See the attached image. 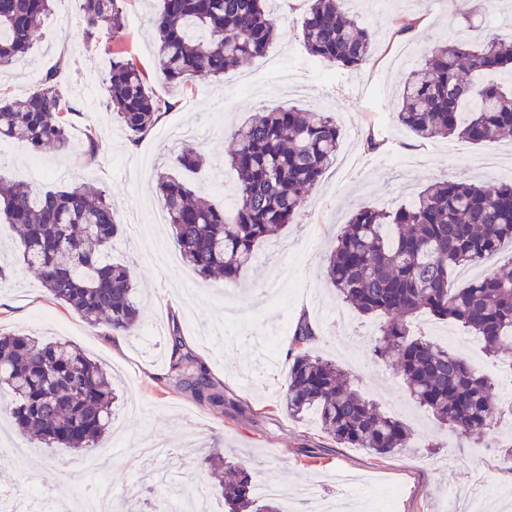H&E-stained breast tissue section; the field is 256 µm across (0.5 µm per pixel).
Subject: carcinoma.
<instances>
[{"instance_id": "1", "label": "carcinoma", "mask_w": 512, "mask_h": 512, "mask_svg": "<svg viewBox=\"0 0 512 512\" xmlns=\"http://www.w3.org/2000/svg\"><path fill=\"white\" fill-rule=\"evenodd\" d=\"M271 0H160L152 16L158 77L179 86L194 78L221 79L243 62L263 56L276 36ZM347 0H310L302 24L308 53L320 63L348 69L373 52L372 33L346 7ZM52 0H0V71L33 46L51 14ZM83 34L125 30L117 0H82ZM61 65L48 70L30 94L0 99V139L33 150L71 145L72 109ZM512 72V39L489 36L473 44H435L406 76L397 121L421 141L463 139L483 144L512 134V87L496 75ZM137 62L112 54L107 109L139 139L175 103L149 92ZM227 164L236 173L233 207L201 200L183 177L207 165L188 139L171 151V168L156 176V191L173 228L183 263L207 279L232 281L256 248L293 222L305 195L336 158L340 129L328 112L275 107L257 112L231 132ZM0 217L18 231L16 250L34 267L52 300L91 327L133 332L140 310L130 268L105 260L120 232L107 192L93 184L39 190L0 177ZM512 243V181L434 182L395 211L364 206L352 213L326 274L338 297L362 316L383 318L374 355L395 365L410 398L442 426L481 440L506 416L495 384L463 357L413 329L427 314L461 324L483 342L492 362L512 356V271L491 272L463 288H448L458 267L479 264ZM315 332L307 317L292 333L293 353L283 391L289 416L314 414L322 431L348 448L388 457L412 447L407 424L382 413L351 388L347 373L312 354ZM170 371L195 397L212 405L224 395L207 369L171 336ZM116 394L111 376L67 342H43L0 332V408L23 434L46 445L82 451L112 422ZM199 470L219 481L228 512H286L278 497L256 492L244 466H228L215 452Z\"/></svg>"}]
</instances>
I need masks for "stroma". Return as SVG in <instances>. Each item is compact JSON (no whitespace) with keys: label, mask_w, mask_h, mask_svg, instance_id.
Wrapping results in <instances>:
<instances>
[{"label":"stroma","mask_w":512,"mask_h":512,"mask_svg":"<svg viewBox=\"0 0 512 512\" xmlns=\"http://www.w3.org/2000/svg\"><path fill=\"white\" fill-rule=\"evenodd\" d=\"M157 6V0H123L122 40L113 41L103 28L89 43L79 0H55L31 54L0 73V94L19 97L35 88L29 72L65 61L63 86L78 110L71 150L47 147L35 154L2 140L0 151L10 163L0 175L39 189L86 181L104 188L125 226L112 242L111 257L130 267L143 293L138 328L118 338L56 304L35 270L13 261L12 277L0 282V328L69 342L114 375L118 399L108 433L80 452L28 439L0 411V493L13 497L17 512H32L30 496L38 489L57 485L59 502L107 484L119 512H152L155 490L165 479L200 486L202 512H225L218 488L196 468L198 455L215 451L246 465L257 485L286 492L289 512H309L300 493L307 485L328 500L344 501L347 512H451L464 485L477 489L471 512H512V462L501 453L512 443V425H500L479 442L440 426L409 397L395 367L373 356L379 319L346 308L326 277V259L357 207L394 209L435 181L497 183L502 170L512 168V137L482 145L457 139L422 143L395 117L407 73L434 44L449 38L479 42L491 31L511 37L512 0H395L390 14L374 12L369 0H361L354 12L373 34L371 60L355 70L323 71L310 68L301 35L309 0H276L277 33L264 56L223 79L189 81L180 91L150 80L155 96H174L179 103L134 143L105 109L109 51H123L155 71L150 19ZM397 13L423 20L407 35L404 51L389 41ZM272 106L326 109L341 132L335 163L294 222L262 243L233 283L208 282L188 266L159 263L157 249L176 251L169 224L157 218L155 176L170 161L164 129H188L206 149L209 166L189 181L221 206L228 202L225 188L234 183L224 163L233 125ZM89 132L97 139L92 158L85 153ZM368 133L380 143L376 152L365 149ZM303 313L317 330L316 354L335 359L336 337H348L358 358L349 372L359 392L412 430L406 454L377 458L329 438L315 416H288L281 396L292 330ZM174 328L218 381L222 406L199 402L169 376ZM418 329L480 372L494 378L501 373L461 325L426 317Z\"/></svg>","instance_id":"1"}]
</instances>
